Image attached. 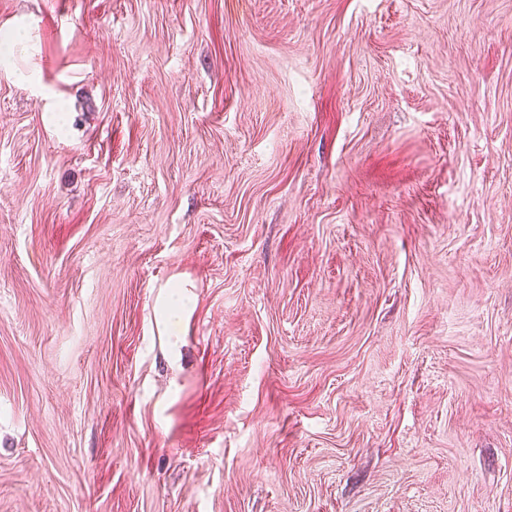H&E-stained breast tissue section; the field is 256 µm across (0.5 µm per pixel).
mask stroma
<instances>
[{
    "mask_svg": "<svg viewBox=\"0 0 512 512\" xmlns=\"http://www.w3.org/2000/svg\"><path fill=\"white\" fill-rule=\"evenodd\" d=\"M20 25L0 512H512V0H0ZM187 282L175 281L160 289L155 299L154 313L156 323L163 332L170 335L182 324L190 312L193 300Z\"/></svg>",
    "mask_w": 512,
    "mask_h": 512,
    "instance_id": "35a3bbf8",
    "label": "stroma"
}]
</instances>
